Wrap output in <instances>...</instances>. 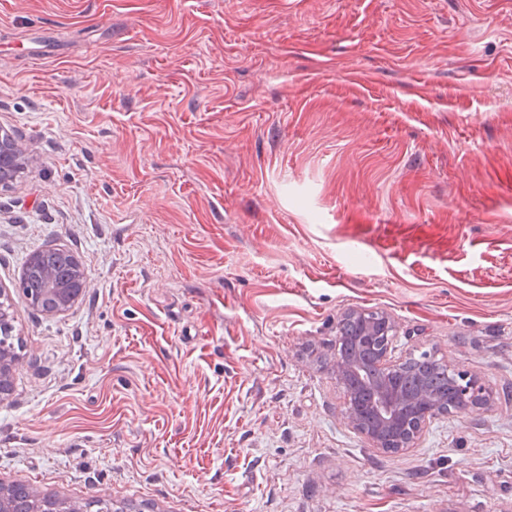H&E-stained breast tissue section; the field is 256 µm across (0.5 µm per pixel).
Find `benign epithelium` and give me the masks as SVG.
<instances>
[{
	"label": "benign epithelium",
	"instance_id": "7a95c632",
	"mask_svg": "<svg viewBox=\"0 0 512 512\" xmlns=\"http://www.w3.org/2000/svg\"><path fill=\"white\" fill-rule=\"evenodd\" d=\"M25 153L19 140L8 130L0 128V186L14 182L25 168ZM45 283L44 291L52 297V306L44 309L49 315L62 314L73 306L82 292L72 281L61 280L50 268L39 269ZM16 356L12 349L0 345V401L11 393L13 367ZM360 372V360L336 361V377L345 382L347 376ZM376 419L369 427L364 426L354 409L346 412L348 424L363 435L370 445L385 453L414 446L421 437L429 415L439 408L431 393L422 389L404 395L398 389L381 384L375 387ZM0 512H83L76 502L59 501L52 497L28 494L25 507H19L15 487L0 484Z\"/></svg>",
	"mask_w": 512,
	"mask_h": 512
}]
</instances>
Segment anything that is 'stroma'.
<instances>
[{
	"label": "stroma",
	"mask_w": 512,
	"mask_h": 512,
	"mask_svg": "<svg viewBox=\"0 0 512 512\" xmlns=\"http://www.w3.org/2000/svg\"><path fill=\"white\" fill-rule=\"evenodd\" d=\"M0 482L128 512L512 507V0H0ZM86 291L31 308L27 260ZM491 410L382 453L336 323ZM25 153L19 140L8 130L0 128V186L14 182L25 168ZM32 258H38L41 260V262L46 260L47 264L49 265L62 264L64 262L70 272H72L73 268L76 266L73 256L65 251L46 250L35 253L26 264V277L23 283V292L25 296L35 298L41 296V293L38 289L42 287L36 276V273L32 270ZM16 356L12 349L0 345V401L11 393L13 367Z\"/></svg>",
	"instance_id": "stroma-1"
}]
</instances>
